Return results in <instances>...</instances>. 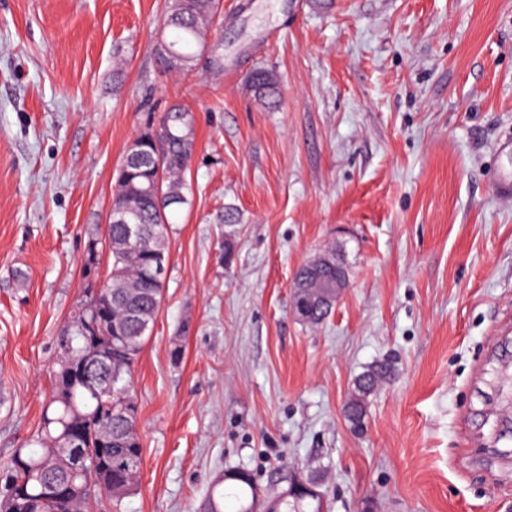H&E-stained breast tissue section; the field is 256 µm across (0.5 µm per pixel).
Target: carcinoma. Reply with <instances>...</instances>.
Here are the masks:
<instances>
[{"instance_id": "obj_1", "label": "carcinoma", "mask_w": 512, "mask_h": 512, "mask_svg": "<svg viewBox=\"0 0 512 512\" xmlns=\"http://www.w3.org/2000/svg\"><path fill=\"white\" fill-rule=\"evenodd\" d=\"M218 0H167L164 26L170 35L162 39L170 54L161 56L164 66L178 73L197 69L212 32L224 24ZM251 85L264 97L275 94L274 82L263 69L252 72ZM183 120L170 123L174 152L190 155L194 131ZM146 159L138 166L123 156L112 202L123 207L137 224L149 230L143 257L119 266L126 295L91 289L71 317L60 338L64 362L53 365L54 388L37 432L16 449L7 467L0 470V512H86L93 493L105 494L113 508L137 489L143 464V445L138 429L137 401L130 383L134 364L144 348L158 314L163 288L150 280L160 255H168V228L173 207L187 203V166L173 162L164 167L162 195L145 191L156 177L154 148L144 145ZM106 307L112 320L104 331L93 332L91 311ZM388 362L359 374L348 397L346 417L351 428L363 429L368 398L391 380ZM237 504L235 512H263L266 495L252 473L233 468L215 479L201 503V512H224V501ZM280 512H321L320 502L299 492H279Z\"/></svg>"}]
</instances>
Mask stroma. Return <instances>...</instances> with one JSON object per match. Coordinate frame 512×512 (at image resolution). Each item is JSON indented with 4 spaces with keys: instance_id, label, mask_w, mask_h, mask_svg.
<instances>
[{
    "instance_id": "obj_1",
    "label": "stroma",
    "mask_w": 512,
    "mask_h": 512,
    "mask_svg": "<svg viewBox=\"0 0 512 512\" xmlns=\"http://www.w3.org/2000/svg\"><path fill=\"white\" fill-rule=\"evenodd\" d=\"M223 2V68L174 75L164 0H0V468L108 276L124 152L179 106L190 191L132 374L143 466L121 512H195L237 467L271 494L317 474L327 512H512V200L488 188L512 135V0ZM328 250L349 286L312 328L293 277ZM384 359L352 431L353 381ZM178 112H182V116H184L182 121L179 122H171L170 121V143L173 147L174 152L180 154L182 156L190 155L193 142H194V131L192 125L188 119L189 113L186 112L185 109L180 110Z\"/></svg>"
}]
</instances>
